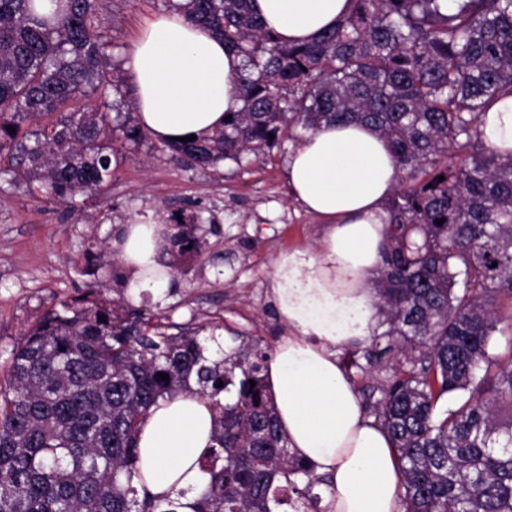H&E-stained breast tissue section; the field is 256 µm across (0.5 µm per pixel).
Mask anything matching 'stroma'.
<instances>
[{"instance_id": "stroma-1", "label": "stroma", "mask_w": 512, "mask_h": 512, "mask_svg": "<svg viewBox=\"0 0 512 512\" xmlns=\"http://www.w3.org/2000/svg\"><path fill=\"white\" fill-rule=\"evenodd\" d=\"M163 11L161 0H101L100 28L112 43L116 74L126 72L137 29ZM291 147L287 139L261 161L189 169L157 140L128 145L109 191L76 213L0 180V378L12 348L61 298L80 287L117 298L112 275L119 263L111 258L87 273V248L110 246L115 225L167 207L201 215L206 249L201 257H183L178 292L148 296L147 314L174 334L221 325L275 353L285 330L270 300L274 261L296 247L318 251L325 231L288 189Z\"/></svg>"}]
</instances>
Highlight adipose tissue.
Instances as JSON below:
<instances>
[{"label": "adipose tissue", "mask_w": 512, "mask_h": 512, "mask_svg": "<svg viewBox=\"0 0 512 512\" xmlns=\"http://www.w3.org/2000/svg\"><path fill=\"white\" fill-rule=\"evenodd\" d=\"M251 10L281 39L309 42L336 26L351 0H251ZM136 87V118L165 142L203 136L241 110L242 61L221 36L172 10L147 19L127 59ZM485 143L512 150V96L483 118ZM398 172L371 128L328 124L295 146L288 187L303 208L324 220L318 252L293 249L274 263L272 293L288 328L268 369L281 431L294 455L324 477L330 512H400L401 480L388 434L368 417L342 369L341 348L363 341L375 323L367 282L380 264ZM116 258L132 273L133 291L169 289L157 227L126 224ZM208 400L180 393L160 401L138 440L139 483L154 495L204 486L197 460L212 443Z\"/></svg>", "instance_id": "ef3b65f1"}]
</instances>
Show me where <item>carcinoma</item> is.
I'll list each match as a JSON object with an SVG mask.
<instances>
[{
    "mask_svg": "<svg viewBox=\"0 0 512 512\" xmlns=\"http://www.w3.org/2000/svg\"><path fill=\"white\" fill-rule=\"evenodd\" d=\"M51 3L40 13L35 0H0V176L69 203L103 194L116 143L148 132L133 89L109 70L99 0ZM162 3L219 32L245 68L244 107L224 128L164 143L178 164L240 163L325 122L382 137L398 184L371 280L377 323L351 355L387 371L366 408L393 442L400 508L512 512V313L501 316L512 308V151L488 148L481 129L512 95V0H352L302 45L266 31L249 0ZM114 94L127 111L112 113ZM28 121L36 129L22 130ZM153 223L173 276L176 259L206 247L194 211L163 209ZM128 290L125 280L116 300H61L11 350L0 512H180L186 491L158 498L134 483L150 409L180 392L209 399L217 419L192 512H322L324 481L278 426L266 350L237 335L214 359L197 336L167 334L131 307Z\"/></svg>",
    "mask_w": 512,
    "mask_h": 512,
    "instance_id": "1",
    "label": "carcinoma"
}]
</instances>
